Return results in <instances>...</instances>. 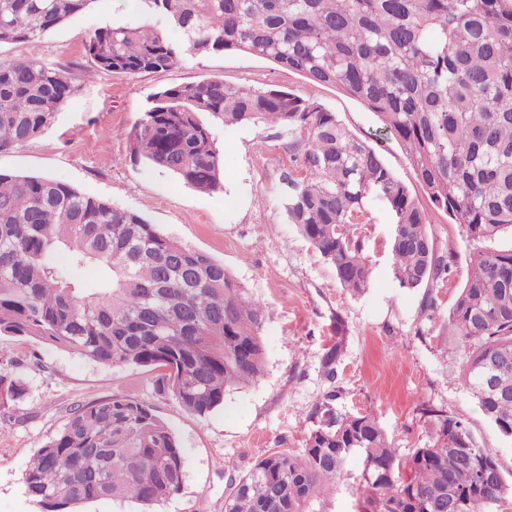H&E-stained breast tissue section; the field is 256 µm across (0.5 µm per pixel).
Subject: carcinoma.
<instances>
[{"instance_id":"obj_1","label":"carcinoma","mask_w":512,"mask_h":512,"mask_svg":"<svg viewBox=\"0 0 512 512\" xmlns=\"http://www.w3.org/2000/svg\"><path fill=\"white\" fill-rule=\"evenodd\" d=\"M150 21L84 36L106 73L169 70L186 56H261L335 85L372 110L405 147L433 209L459 225L468 273L448 309V354L458 379L499 433L512 439V0H144ZM94 0H0V44L33 41ZM38 59L0 60V152L40 134L73 96L72 70ZM208 114L226 127L288 130L299 178L282 198L288 223L331 264L341 288L372 279L357 226L368 204L390 213V258L399 287L454 278V250L429 233L431 213L336 113L289 91L222 80L167 86L151 95L132 139L133 158L199 192L223 188ZM62 254L64 263L56 261ZM95 272L87 283L86 273ZM265 307L224 264L162 234L142 215L54 178L0 172V335L74 351L94 362L160 368L162 392L205 416L227 392L265 370ZM342 340L323 357L333 381ZM507 393L483 387L487 366ZM24 379L0 373V410L24 421ZM336 391L311 413L300 453L272 452L231 480L224 512H315L336 492L352 456L362 459L357 512H492L512 495L493 450L467 424L435 412L429 445L401 457L371 413L342 412ZM179 441L153 410L124 396L79 404L23 475L40 512H79L101 499H131L143 512L178 494Z\"/></svg>"}]
</instances>
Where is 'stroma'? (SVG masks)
Instances as JSON below:
<instances>
[{
	"label": "stroma",
	"mask_w": 512,
	"mask_h": 512,
	"mask_svg": "<svg viewBox=\"0 0 512 512\" xmlns=\"http://www.w3.org/2000/svg\"><path fill=\"white\" fill-rule=\"evenodd\" d=\"M146 11L144 0H94L90 10L35 42L0 46L2 60L34 56L53 65H81L76 95L36 138L0 153V171L63 180L141 214L161 233L223 262L265 305V370L258 380L227 392L223 406L198 416L159 390L158 370L102 365L22 337L0 336V371L25 379L20 408L28 415L20 422L0 413V512H39L22 483L31 457L62 427L73 405L114 395L151 407L183 449V487L157 512H224L229 478L268 453L301 452L312 426L309 413L332 390L339 410L374 414L400 455L429 445L426 411L432 408L463 419L477 445L492 449L503 473L512 474V439L483 416L458 379L460 359L448 356V308L466 266H459L454 282L435 289L438 310L433 319H423L422 290L401 288L393 278L392 224L374 201L371 223L359 228L372 280L362 294L350 295L338 285L333 267L287 223L278 203L298 170L287 130L217 127L224 188L212 194L135 161L129 134L151 94L164 86L219 79L290 91L335 112L351 134L379 149L419 205L430 209L401 144L384 136L374 113L336 86H310L301 74L242 52L189 56L153 74L95 72L84 53L85 34L137 24ZM338 341L343 355L331 382L322 358Z\"/></svg>",
	"instance_id": "35a3bbf8"
}]
</instances>
